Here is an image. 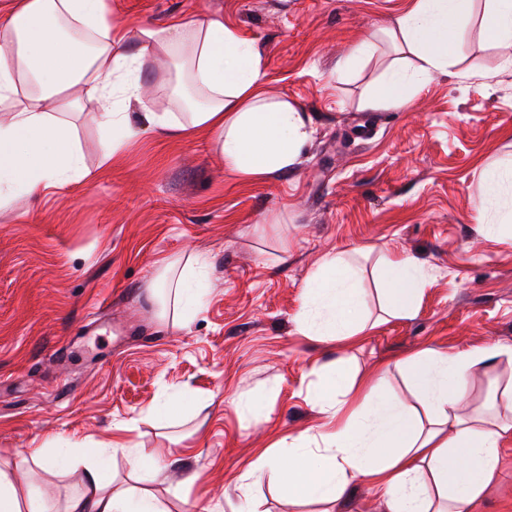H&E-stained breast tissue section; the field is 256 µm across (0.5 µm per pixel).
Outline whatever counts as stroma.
<instances>
[{
	"label": "stroma",
	"mask_w": 512,
	"mask_h": 512,
	"mask_svg": "<svg viewBox=\"0 0 512 512\" xmlns=\"http://www.w3.org/2000/svg\"><path fill=\"white\" fill-rule=\"evenodd\" d=\"M413 0H110L131 30L189 13L223 16L260 52L266 88L315 130L301 162L257 180L224 168L210 135L145 134L99 161L101 133L76 122L92 173L61 196L0 210V469L24 476L47 512L83 490V469L33 463L38 446L122 435L112 489L149 491L161 512H239L238 478L285 435L322 431L312 403L329 366L362 378L425 349L507 352L471 372L461 415L512 381V231L483 172L512 163V65L471 0L447 72L398 107L365 97L398 53L382 33ZM372 58L347 60L361 42ZM204 252L209 286L188 321L161 316L150 283L165 256ZM345 254L364 297L354 340L299 333L304 284ZM426 271L413 315L393 314L389 255ZM200 414L156 420L167 397ZM470 512H512V437ZM148 461L133 469L130 458ZM263 512H320L268 476Z\"/></svg>",
	"instance_id": "obj_1"
}]
</instances>
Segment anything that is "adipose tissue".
Here are the masks:
<instances>
[{
    "mask_svg": "<svg viewBox=\"0 0 512 512\" xmlns=\"http://www.w3.org/2000/svg\"><path fill=\"white\" fill-rule=\"evenodd\" d=\"M464 0H414L386 35L414 55V71L390 68L367 105L400 106L410 86L448 65L458 45ZM169 67L161 93L178 98V112L131 113L141 102L140 74L156 55ZM98 103L92 121L102 131L103 161L153 130L211 135L229 172L259 178L293 167L313 139L305 115L267 95L262 57L223 18L191 16L168 26L131 33L113 23L107 0H0V208L16 194L31 199L64 191L88 171L73 133L71 114ZM424 274L410 258L386 262V280L399 314L415 310ZM204 276L198 255L166 257L152 288L161 311L191 309L201 302ZM303 335L351 339L359 324L362 293L351 266L326 255L305 285ZM500 346L443 355L424 350L400 361L434 414L432 428L419 427L403 402L379 395L388 373L377 368L361 388L337 377L315 402L328 417L319 442L301 433L284 437L240 478L248 490L267 471L288 481L305 499L332 504L359 477L383 494L386 512H468L498 462L512 420L487 428L458 408L473 368L490 364ZM114 441L84 449V490L68 512H160L153 499L115 494L102 481L100 456L122 450ZM0 512H44L33 486L0 471Z\"/></svg>",
    "mask_w": 512,
    "mask_h": 512,
    "instance_id": "obj_1",
    "label": "adipose tissue"
}]
</instances>
